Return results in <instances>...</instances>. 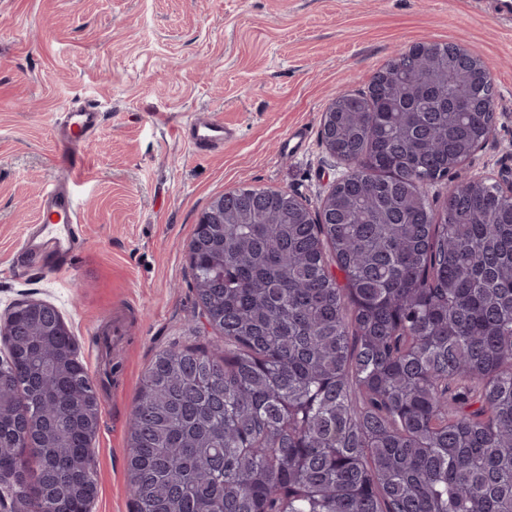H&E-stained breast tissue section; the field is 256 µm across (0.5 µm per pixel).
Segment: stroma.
I'll list each match as a JSON object with an SVG mask.
<instances>
[{
  "label": "stroma",
  "mask_w": 512,
  "mask_h": 512,
  "mask_svg": "<svg viewBox=\"0 0 512 512\" xmlns=\"http://www.w3.org/2000/svg\"><path fill=\"white\" fill-rule=\"evenodd\" d=\"M427 41L461 44L495 86V133L459 176L512 174V24L479 0H0V313L29 294L55 305L98 380L112 355L101 328L130 318L121 375L102 390L92 512H134L128 419L153 356L216 338L189 267L200 214L244 186L317 205L346 169L320 140L327 104ZM87 102L101 123L70 169L58 122ZM193 115L222 118L234 139L195 152ZM297 128L301 152L281 155ZM54 183L86 244L60 272L18 266Z\"/></svg>",
  "instance_id": "stroma-1"
}]
</instances>
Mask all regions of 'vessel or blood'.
<instances>
[{
  "instance_id": "1",
  "label": "vessel or blood",
  "mask_w": 512,
  "mask_h": 512,
  "mask_svg": "<svg viewBox=\"0 0 512 512\" xmlns=\"http://www.w3.org/2000/svg\"><path fill=\"white\" fill-rule=\"evenodd\" d=\"M99 119L100 112L93 106L67 112L64 145L73 151L80 149L97 129ZM185 134L189 145L199 153L222 148L232 137L231 129L215 117H189ZM80 240V220L74 200L66 189L56 187L47 199L39 224L21 247L20 262L30 269L63 270Z\"/></svg>"
}]
</instances>
